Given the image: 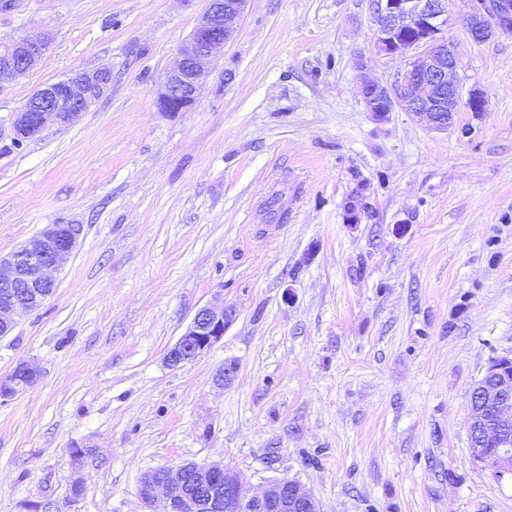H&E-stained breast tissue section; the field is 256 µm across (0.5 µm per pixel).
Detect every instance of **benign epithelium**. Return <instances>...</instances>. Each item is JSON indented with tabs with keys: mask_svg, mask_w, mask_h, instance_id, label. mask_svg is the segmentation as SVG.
<instances>
[{
	"mask_svg": "<svg viewBox=\"0 0 512 512\" xmlns=\"http://www.w3.org/2000/svg\"><path fill=\"white\" fill-rule=\"evenodd\" d=\"M445 0H373L377 24L374 47L386 55L412 54L408 68L392 83L368 81L362 96L369 111L382 115L400 107L419 115L437 131L448 129L441 117L447 101L458 97L454 76L460 63L456 45L445 36ZM247 0H210L208 10L181 44L176 66L164 77L156 105L161 112H189L197 90L215 55L232 40ZM468 38L482 43L496 33H512V0H469L465 17ZM49 35L36 34L0 42V92L24 76L43 57ZM112 73L98 69L38 89L16 113L14 140L21 143L52 127H66L104 97ZM81 225L50 224L18 250L0 257V336L8 335L23 313L40 307L55 290L56 273L77 245ZM235 312L222 303L208 304L195 313L185 333L168 350L172 367L192 362L224 336ZM28 363L19 364L0 380V397L11 398L38 378ZM470 398V425L493 448L471 449L485 466L494 452L493 470L499 479L512 477V447L498 443L500 431L512 426V351L490 358L475 382ZM187 464L145 474L138 494L147 512H320L317 499L301 482L275 478L257 491L247 489L240 475L221 462L195 464L194 481Z\"/></svg>",
	"mask_w": 512,
	"mask_h": 512,
	"instance_id": "obj_1",
	"label": "benign epithelium"
}]
</instances>
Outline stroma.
Returning <instances> with one entry per match:
<instances>
[{
  "mask_svg": "<svg viewBox=\"0 0 512 512\" xmlns=\"http://www.w3.org/2000/svg\"><path fill=\"white\" fill-rule=\"evenodd\" d=\"M467 3L448 0L445 131L367 109L363 81L409 62L376 52L368 0H248L178 114L157 96L208 0L0 9V41L51 36L0 92V255L82 227L53 295L0 337V378L39 371L0 399V512H144V474L213 461L254 489L299 480L321 512H512L469 438L471 389L512 348V33L472 43ZM97 68L106 96L15 146L36 89ZM217 300L223 337L169 366ZM38 376V371L32 365L20 363L10 375L1 379V398H11L19 394L27 387L31 386L37 380Z\"/></svg>",
  "mask_w": 512,
  "mask_h": 512,
  "instance_id": "stroma-1",
  "label": "stroma"
}]
</instances>
